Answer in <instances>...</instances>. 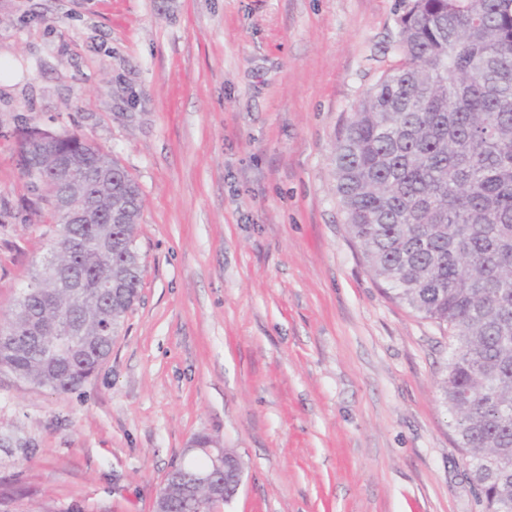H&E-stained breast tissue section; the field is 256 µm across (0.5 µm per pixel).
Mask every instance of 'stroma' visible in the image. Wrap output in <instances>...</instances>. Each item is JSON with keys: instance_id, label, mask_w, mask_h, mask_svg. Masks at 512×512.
<instances>
[{"instance_id": "stroma-1", "label": "stroma", "mask_w": 512, "mask_h": 512, "mask_svg": "<svg viewBox=\"0 0 512 512\" xmlns=\"http://www.w3.org/2000/svg\"><path fill=\"white\" fill-rule=\"evenodd\" d=\"M402 0H0V315L56 226L22 127L75 130L143 196L142 287L77 390L0 374V512H153L198 433L223 512H483L441 399L451 340L391 300L332 160Z\"/></svg>"}]
</instances>
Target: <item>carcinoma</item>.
<instances>
[{"mask_svg":"<svg viewBox=\"0 0 512 512\" xmlns=\"http://www.w3.org/2000/svg\"><path fill=\"white\" fill-rule=\"evenodd\" d=\"M399 62L366 92L336 143V195L369 269L393 299L448 328L440 390L484 512H512V0H407ZM23 176L58 230L0 320V372L73 391L112 353L139 295L138 184L84 135L58 134ZM62 192L101 212L70 224ZM207 454L174 467L169 512Z\"/></svg>","mask_w":512,"mask_h":512,"instance_id":"carcinoma-1","label":"carcinoma"}]
</instances>
